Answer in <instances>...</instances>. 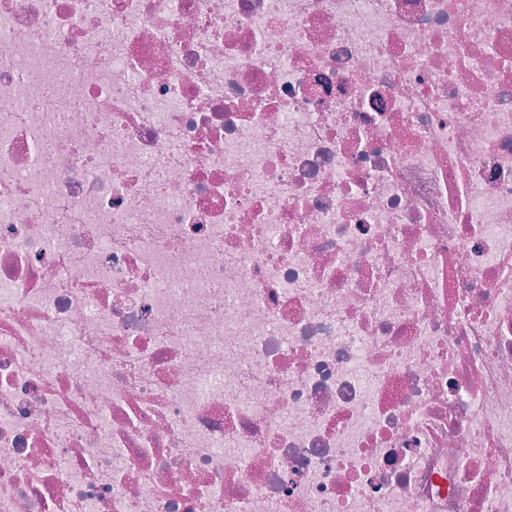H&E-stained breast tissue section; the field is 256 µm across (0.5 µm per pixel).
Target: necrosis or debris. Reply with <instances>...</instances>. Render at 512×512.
<instances>
[{
    "mask_svg": "<svg viewBox=\"0 0 512 512\" xmlns=\"http://www.w3.org/2000/svg\"><path fill=\"white\" fill-rule=\"evenodd\" d=\"M0 512H512V0H0Z\"/></svg>",
    "mask_w": 512,
    "mask_h": 512,
    "instance_id": "necrosis-or-debris-1",
    "label": "necrosis or debris"
}]
</instances>
